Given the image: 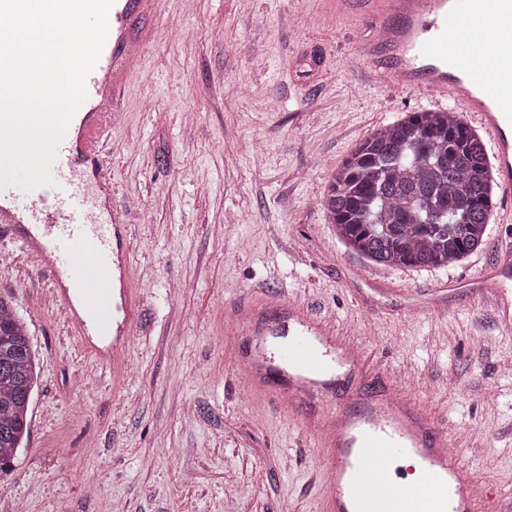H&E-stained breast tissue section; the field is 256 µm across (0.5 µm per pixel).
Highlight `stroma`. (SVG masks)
I'll return each mask as SVG.
<instances>
[{"mask_svg": "<svg viewBox=\"0 0 512 512\" xmlns=\"http://www.w3.org/2000/svg\"><path fill=\"white\" fill-rule=\"evenodd\" d=\"M370 0H169L114 105L102 159L128 226L139 320L121 363L70 333L36 261L0 236V294L40 371L31 428L0 512H316L317 445L276 396L234 374L235 309L304 305L364 351L358 384L395 390L463 447L480 512L512 495V326L486 281L512 244L495 192L481 249L445 268L379 266L323 207L334 173L377 128L437 109L375 81Z\"/></svg>", "mask_w": 512, "mask_h": 512, "instance_id": "stroma-1", "label": "stroma"}]
</instances>
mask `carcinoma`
I'll list each match as a JSON object with an SVG mask.
<instances>
[{
	"label": "carcinoma",
	"instance_id": "cac0c4a2",
	"mask_svg": "<svg viewBox=\"0 0 512 512\" xmlns=\"http://www.w3.org/2000/svg\"><path fill=\"white\" fill-rule=\"evenodd\" d=\"M498 186L481 138L457 112H410L361 141L323 206L338 238L375 264L441 268L481 248ZM39 365L0 295V475L29 435Z\"/></svg>",
	"mask_w": 512,
	"mask_h": 512
}]
</instances>
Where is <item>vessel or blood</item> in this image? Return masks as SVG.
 Segmentation results:
<instances>
[{"mask_svg": "<svg viewBox=\"0 0 512 512\" xmlns=\"http://www.w3.org/2000/svg\"><path fill=\"white\" fill-rule=\"evenodd\" d=\"M160 0H114L108 13L111 48L84 79L93 108L77 136H65L52 168L54 185L27 192L0 189V234L39 261L73 334L97 359L114 362L128 347L139 306L133 286L126 227L99 213V194L112 185L101 158L112 125L115 91L128 79L145 37L139 23ZM384 23L367 55L373 76L394 74L399 85L422 87L436 99L471 112L495 139L512 193V53H490L512 43V0H382ZM492 18V28L478 23ZM266 319L278 337L274 352L239 359L235 369L249 393H275L296 405L313 389L352 372L361 349L337 336L322 319L295 303L240 308L231 335ZM359 413L311 415L305 423L319 449L323 493L318 512H475L479 486L460 450L429 424L408 398L389 393L363 398ZM415 460L416 477L393 478L397 460Z\"/></svg>", "mask_w": 512, "mask_h": 512, "instance_id": "vessel-or-blood-1", "label": "vessel or blood"}]
</instances>
